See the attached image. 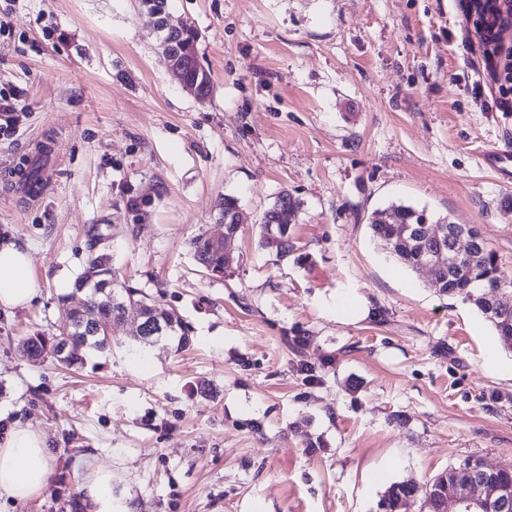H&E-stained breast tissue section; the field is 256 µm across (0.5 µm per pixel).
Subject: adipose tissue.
Listing matches in <instances>:
<instances>
[{
	"label": "adipose tissue",
	"mask_w": 512,
	"mask_h": 512,
	"mask_svg": "<svg viewBox=\"0 0 512 512\" xmlns=\"http://www.w3.org/2000/svg\"><path fill=\"white\" fill-rule=\"evenodd\" d=\"M37 293L30 251L0 240V308L27 307ZM49 476L43 433L19 422L7 428L0 437V499L31 498L47 488Z\"/></svg>",
	"instance_id": "ef3b65f1"
}]
</instances>
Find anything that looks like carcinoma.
<instances>
[{"mask_svg": "<svg viewBox=\"0 0 512 512\" xmlns=\"http://www.w3.org/2000/svg\"><path fill=\"white\" fill-rule=\"evenodd\" d=\"M198 32L190 26H182L175 33L174 40L181 47L197 49ZM45 163L38 155L26 161L23 177L26 180L25 189L29 194L37 193L43 186V171ZM298 208V202L286 192L280 193L273 205L265 212L260 238L261 246L276 250L282 255L293 250L286 224L279 223V216L283 211H293ZM392 222L386 224L378 218L370 223L372 236L383 246V249L408 268L416 267V258L413 251L400 242L401 225L410 224L418 229L421 236L426 238L425 244L431 251H450L452 241L450 236L443 240L427 236L432 227L431 216L426 210L416 209L407 205H394L391 207ZM190 251L194 260L208 273L216 276L224 275V252L215 247L205 235H197L189 241ZM441 278L444 283L437 292L446 296L464 295L476 310L488 321L494 329L501 346L512 352V325L502 326L498 308L489 302V297L495 289L502 285L508 286V293L512 294V274L506 272L499 264L496 252L482 242L479 247L467 256L450 265H443ZM115 274L108 261L102 256H96L89 261L88 267L75 283L73 290L64 297L70 308V318L73 319L72 328L62 332L70 340L66 352L57 350V343L43 336H34L24 343L26 356L33 361H41L53 357L57 361L69 366L83 364L81 349L93 348L105 350L110 347L111 341L104 334H93L83 329L89 323L90 315H98L104 319L117 318L120 309L112 302L113 283ZM163 338L177 344L180 350L185 349L190 342L188 326L182 319L164 333ZM488 477L494 480L503 490L502 496L493 504L491 512H512V471L497 470L493 473L477 460L467 459L456 468L434 476L423 483L394 482L383 492L377 503V512H406L409 501L425 494L436 486L446 484L452 486L458 481Z\"/></svg>", "mask_w": 512, "mask_h": 512, "instance_id": "obj_1", "label": "carcinoma"}]
</instances>
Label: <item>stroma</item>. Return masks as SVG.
<instances>
[{
    "mask_svg": "<svg viewBox=\"0 0 512 512\" xmlns=\"http://www.w3.org/2000/svg\"><path fill=\"white\" fill-rule=\"evenodd\" d=\"M211 74L187 93L136 0H0V239L38 294L0 312V415L48 440L39 495L0 512H85L95 471L134 512H375L387 484L465 459L512 470V353L373 240L390 206L475 227L512 272V81L464 0H170ZM46 185L13 175L38 147ZM295 249L261 247L280 192ZM247 217L224 276L189 241L216 204ZM109 255L118 282L176 311L191 344L137 355L125 325L80 371L29 360L69 314L59 278ZM360 300L340 314L336 301ZM476 162L482 169L494 173L499 181L512 180V153L500 149H486L475 156Z\"/></svg>",
    "mask_w": 512,
    "mask_h": 512,
    "instance_id": "1",
    "label": "stroma"
}]
</instances>
